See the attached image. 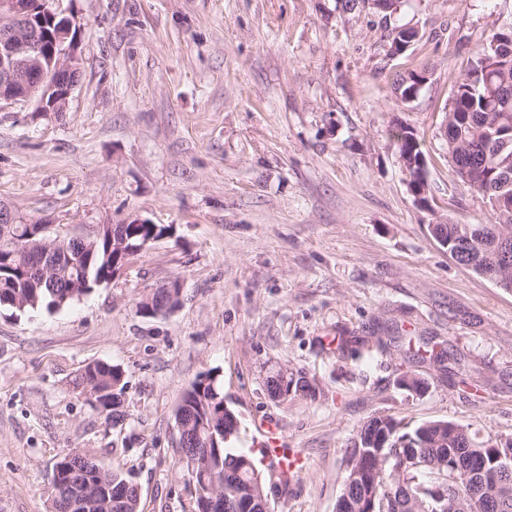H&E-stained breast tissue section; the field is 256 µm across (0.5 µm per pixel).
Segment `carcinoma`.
Wrapping results in <instances>:
<instances>
[{"label":"carcinoma","instance_id":"1","mask_svg":"<svg viewBox=\"0 0 512 512\" xmlns=\"http://www.w3.org/2000/svg\"><path fill=\"white\" fill-rule=\"evenodd\" d=\"M411 28H396L390 51H403L414 41ZM427 81V72H413L399 83V98L410 101ZM512 87V57L492 59L480 48L465 73L456 78L453 94L461 95L458 107L446 116L448 156L453 171L469 188L486 197L493 211L489 224H431L429 229L448 255L459 265L471 266L478 274L494 273L512 283V266L504 267L499 253L512 240V134L503 140L501 129L512 127V99L487 101L488 86ZM400 147L404 166H412L423 155L421 144L410 128L392 130ZM170 227L159 224L126 226L129 243L142 250L146 240L161 237ZM112 231L100 235L59 237L46 224H0V307L16 311L57 310L112 276ZM60 240L67 258L56 264L53 253L42 248L22 251L29 242ZM293 395H313L315 388L302 374L282 376ZM89 402L107 416H116L123 404L125 383L122 371L111 364L87 366L79 378ZM190 440L194 493L192 512H204L211 492H224V512H270L268 489L288 488L294 471L288 461L274 460L269 474H261L253 458L235 454L226 447L236 433L224 429L234 412L224 405V388L216 377L207 375L186 390L176 409ZM468 431L448 421H434L406 429L392 415L373 416L358 430L345 462L361 453L372 461L371 472L342 488L336 502L338 512H359L364 496L372 500L375 512H460L459 502L483 497L474 484L485 466L502 455H512V441L468 449L471 458L467 476L448 482V452L461 447ZM99 473L103 488L86 491L87 505L78 512H139V495L133 483L117 472L100 467L91 455L71 464L57 461L54 467V512H65L71 501V482L85 474ZM499 494L490 503L491 512H512V473L498 479Z\"/></svg>","mask_w":512,"mask_h":512}]
</instances>
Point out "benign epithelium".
Listing matches in <instances>:
<instances>
[{
  "label": "benign epithelium",
  "instance_id": "obj_1",
  "mask_svg": "<svg viewBox=\"0 0 512 512\" xmlns=\"http://www.w3.org/2000/svg\"><path fill=\"white\" fill-rule=\"evenodd\" d=\"M30 0H0V101L37 102L40 112H62L79 81L76 44L68 21L54 34L58 55L44 60L42 29Z\"/></svg>",
  "mask_w": 512,
  "mask_h": 512
}]
</instances>
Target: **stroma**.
Masks as SVG:
<instances>
[{
  "instance_id": "35a3bbf8",
  "label": "stroma",
  "mask_w": 512,
  "mask_h": 512,
  "mask_svg": "<svg viewBox=\"0 0 512 512\" xmlns=\"http://www.w3.org/2000/svg\"><path fill=\"white\" fill-rule=\"evenodd\" d=\"M74 19L80 80L65 111L0 104V205L61 234L142 219L169 235L71 304L0 309V512H53L69 452L131 474L141 512H191L175 411L217 376L236 451L286 448L299 478L271 512H336L344 452L379 414L449 421L512 439V290L452 260L433 224L492 211L452 171L451 78L512 26V0H59ZM418 31L401 56L394 27ZM427 71L400 101L397 73ZM413 128L426 161L418 204L391 134ZM176 281L181 303L140 304ZM440 346L469 384L406 360L403 335ZM124 372L107 419L76 379ZM305 373L312 398L265 381ZM424 380L414 392L403 373Z\"/></svg>"
}]
</instances>
